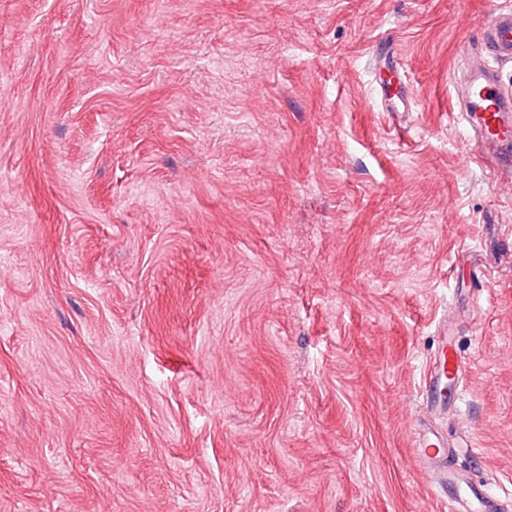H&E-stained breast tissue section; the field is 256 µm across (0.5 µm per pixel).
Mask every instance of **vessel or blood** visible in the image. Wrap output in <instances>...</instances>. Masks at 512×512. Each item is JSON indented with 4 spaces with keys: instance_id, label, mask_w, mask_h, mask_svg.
Returning <instances> with one entry per match:
<instances>
[{
    "instance_id": "obj_1",
    "label": "vessel or blood",
    "mask_w": 512,
    "mask_h": 512,
    "mask_svg": "<svg viewBox=\"0 0 512 512\" xmlns=\"http://www.w3.org/2000/svg\"><path fill=\"white\" fill-rule=\"evenodd\" d=\"M483 63L472 66L461 91L458 117L470 132L480 163L493 168L512 166V91L504 87L496 65L512 62V7L496 9L484 28ZM460 358L451 340L441 338L434 361L425 378L422 403L426 409L444 412L447 402L443 390L448 376L459 373ZM415 455L432 486L446 488L449 497L466 494L479 501L483 512H504L497 498L488 494L483 484L450 460L439 439L419 436Z\"/></svg>"
}]
</instances>
